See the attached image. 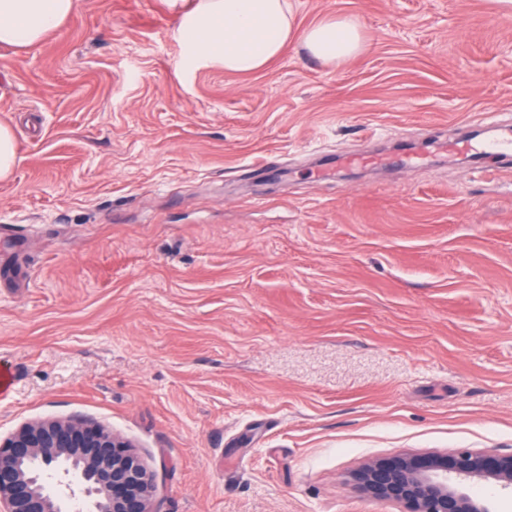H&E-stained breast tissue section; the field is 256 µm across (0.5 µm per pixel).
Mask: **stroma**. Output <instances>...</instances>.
<instances>
[{
    "instance_id": "obj_1",
    "label": "stroma",
    "mask_w": 512,
    "mask_h": 512,
    "mask_svg": "<svg viewBox=\"0 0 512 512\" xmlns=\"http://www.w3.org/2000/svg\"><path fill=\"white\" fill-rule=\"evenodd\" d=\"M290 4L362 52L230 73L188 61L172 0L0 47V439L109 426L156 512H404L353 472L512 451V157L448 150L512 128V8ZM17 166V144L10 127L0 124V179L9 178Z\"/></svg>"
}]
</instances>
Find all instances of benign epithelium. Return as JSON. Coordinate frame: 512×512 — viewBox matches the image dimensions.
<instances>
[{"mask_svg": "<svg viewBox=\"0 0 512 512\" xmlns=\"http://www.w3.org/2000/svg\"><path fill=\"white\" fill-rule=\"evenodd\" d=\"M369 497L405 505L406 512H492L463 484L493 478L512 490V452H397L353 475ZM152 473L109 428L91 421L43 419L0 439V512H155Z\"/></svg>", "mask_w": 512, "mask_h": 512, "instance_id": "benign-epithelium-1", "label": "benign epithelium"}]
</instances>
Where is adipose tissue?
I'll list each match as a JSON object with an SVG mask.
<instances>
[{
    "mask_svg": "<svg viewBox=\"0 0 512 512\" xmlns=\"http://www.w3.org/2000/svg\"><path fill=\"white\" fill-rule=\"evenodd\" d=\"M76 0H0V46L30 48L58 30ZM179 34L192 53L225 71L253 72L279 56L291 35L315 57L345 61L363 49L355 18L325 19L293 31L288 0H191Z\"/></svg>",
    "mask_w": 512,
    "mask_h": 512,
    "instance_id": "ef3b65f1",
    "label": "adipose tissue"
}]
</instances>
